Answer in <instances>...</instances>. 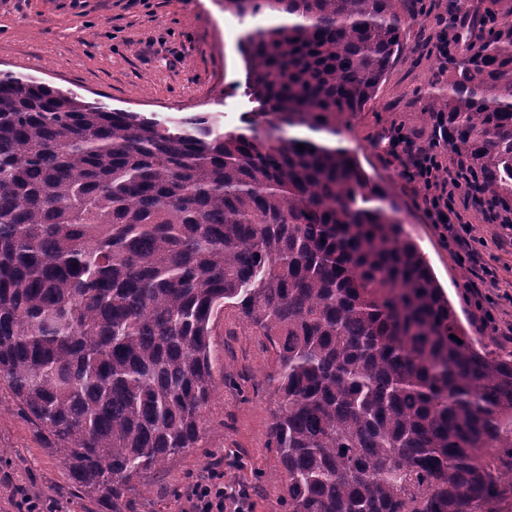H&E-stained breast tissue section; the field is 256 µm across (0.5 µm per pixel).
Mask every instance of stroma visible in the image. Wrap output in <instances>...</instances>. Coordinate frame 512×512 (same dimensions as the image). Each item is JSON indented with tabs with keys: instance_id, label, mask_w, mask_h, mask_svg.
<instances>
[{
	"instance_id": "1",
	"label": "stroma",
	"mask_w": 512,
	"mask_h": 512,
	"mask_svg": "<svg viewBox=\"0 0 512 512\" xmlns=\"http://www.w3.org/2000/svg\"><path fill=\"white\" fill-rule=\"evenodd\" d=\"M432 24L424 11L405 22L400 56L375 103L352 118L345 145L374 181L389 186L405 231L424 252L469 336L512 354V338L481 325L486 311L500 330L512 325V246L492 244L494 226L473 215L470 235L486 240L481 261L497 278L483 304L475 305L466 294V267L420 207L421 187L378 147L381 133L396 124L424 138L432 132L430 123L417 119L444 84L427 51ZM251 27L225 14L224 0H0V70L168 125L204 112L220 128L233 129L251 109L237 50ZM210 347L214 381L203 411L206 434L198 447L135 486L129 494L133 512H184L189 484L215 470L225 481L254 487L255 512H276L284 487L268 437L276 407L267 384L274 352L231 307L216 319ZM0 448L13 453L0 463V512H15L12 502L21 492L58 503L62 512H109L78 496L61 455L44 447L35 426L20 415H0Z\"/></svg>"
}]
</instances>
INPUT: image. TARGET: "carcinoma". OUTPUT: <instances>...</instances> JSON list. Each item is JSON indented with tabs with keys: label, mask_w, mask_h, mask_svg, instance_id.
Returning <instances> with one entry per match:
<instances>
[{
	"label": "carcinoma",
	"mask_w": 512,
	"mask_h": 512,
	"mask_svg": "<svg viewBox=\"0 0 512 512\" xmlns=\"http://www.w3.org/2000/svg\"><path fill=\"white\" fill-rule=\"evenodd\" d=\"M490 2L422 116L448 127L464 191L506 204L512 0ZM224 11L265 21L237 44L255 103L241 128L169 127L0 71V414L129 512L133 482L198 447L229 306L276 355L279 508L479 512L502 487L488 457L512 448V356L476 346L342 145L399 56L405 0Z\"/></svg>",
	"instance_id": "carcinoma-1"
}]
</instances>
